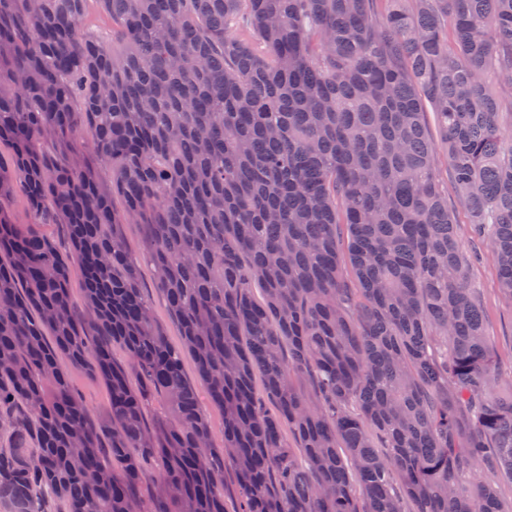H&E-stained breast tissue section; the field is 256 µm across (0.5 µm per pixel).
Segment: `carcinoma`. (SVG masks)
I'll list each match as a JSON object with an SVG mask.
<instances>
[{
  "instance_id": "obj_1",
  "label": "carcinoma",
  "mask_w": 512,
  "mask_h": 512,
  "mask_svg": "<svg viewBox=\"0 0 512 512\" xmlns=\"http://www.w3.org/2000/svg\"><path fill=\"white\" fill-rule=\"evenodd\" d=\"M509 88L512 0H0V512H159L149 457L164 512H224L226 457L241 512H512V392L435 167L512 298ZM117 224L148 227L221 448ZM60 353L109 387L98 423ZM39 228L53 239L58 251L69 264L70 294L74 302L76 315L86 322L89 321L88 311L84 305L83 271L79 263L72 258L67 227L65 224H40Z\"/></svg>"
}]
</instances>
